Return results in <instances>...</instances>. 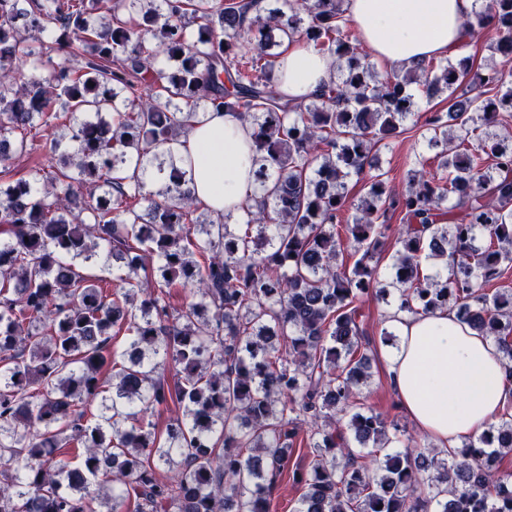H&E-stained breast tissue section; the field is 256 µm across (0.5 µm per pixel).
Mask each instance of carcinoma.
<instances>
[{
  "mask_svg": "<svg viewBox=\"0 0 512 512\" xmlns=\"http://www.w3.org/2000/svg\"><path fill=\"white\" fill-rule=\"evenodd\" d=\"M344 2L281 0L264 15L260 0H0V512H272L300 436L312 457L292 471L294 512H512L500 466L512 416L449 454L360 392L371 289L399 311H455L512 378V291L477 287L512 268V153L489 132L512 110V75L432 57L381 79ZM489 27L491 52L511 58L512 0L475 11L473 38ZM300 41L341 75L293 102L276 71L279 48ZM54 50L84 64L55 63ZM413 85L448 93V113L424 123L446 175L421 161L405 191L369 175L346 225L362 254L343 268L347 181L402 133ZM462 87L479 93L460 100ZM472 105L482 126L448 133ZM199 110L253 129L266 193L238 231L197 222L186 171L153 152ZM63 120L49 147L59 166L13 179L7 162L35 150L32 131ZM146 162L164 182L155 192ZM396 211L385 285L374 258ZM101 247L118 271L104 285L83 272ZM431 257L450 278L423 272ZM176 284L188 301L173 311ZM116 330L128 336L119 353ZM169 403L181 416L161 436L144 416ZM64 446L81 452L67 461ZM160 467L173 475L160 480Z\"/></svg>",
  "mask_w": 512,
  "mask_h": 512,
  "instance_id": "obj_1",
  "label": "carcinoma"
}]
</instances>
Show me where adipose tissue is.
Here are the masks:
<instances>
[{"label": "adipose tissue", "mask_w": 512, "mask_h": 512, "mask_svg": "<svg viewBox=\"0 0 512 512\" xmlns=\"http://www.w3.org/2000/svg\"><path fill=\"white\" fill-rule=\"evenodd\" d=\"M346 13L376 60L408 69L430 57L458 56L471 41L475 0H345ZM333 71L330 57L289 44L280 58L277 90L301 100ZM252 129L234 114L206 111L186 137L163 145L187 173L194 196L213 215L236 216L263 191L249 158ZM396 343L386 357L392 386L407 417L438 448L455 452L512 403V381L495 343L455 313L392 312Z\"/></svg>", "instance_id": "adipose-tissue-1"}]
</instances>
